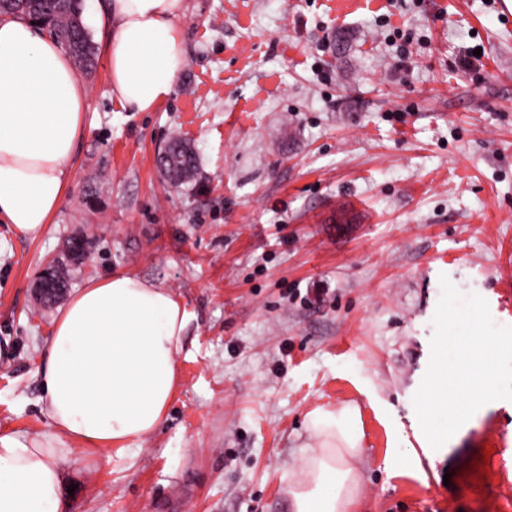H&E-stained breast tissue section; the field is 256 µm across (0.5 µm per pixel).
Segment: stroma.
Here are the masks:
<instances>
[{
	"label": "stroma",
	"instance_id": "35a3bbf8",
	"mask_svg": "<svg viewBox=\"0 0 512 512\" xmlns=\"http://www.w3.org/2000/svg\"><path fill=\"white\" fill-rule=\"evenodd\" d=\"M187 63L154 111L112 98L89 26L87 131L46 233L0 222V436L51 431L37 367L57 306L33 284L88 236L90 278L133 273L190 320L161 428L73 445L64 512H291L307 414L353 402L359 512H512V401L440 449L413 397L447 275L512 325V11L504 0H185ZM191 141L175 188L157 153ZM491 449L482 487L465 471Z\"/></svg>",
	"mask_w": 512,
	"mask_h": 512
}]
</instances>
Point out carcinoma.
<instances>
[{
  "label": "carcinoma",
  "instance_id": "carcinoma-1",
  "mask_svg": "<svg viewBox=\"0 0 512 512\" xmlns=\"http://www.w3.org/2000/svg\"><path fill=\"white\" fill-rule=\"evenodd\" d=\"M83 8V0H0V16H23L40 23L82 67L91 69L95 51L82 22ZM196 163L191 145L174 136L166 143L159 167L172 186L180 187L192 179Z\"/></svg>",
  "mask_w": 512,
  "mask_h": 512
}]
</instances>
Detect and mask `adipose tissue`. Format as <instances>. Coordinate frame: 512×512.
<instances>
[{"label":"adipose tissue","mask_w":512,"mask_h":512,"mask_svg":"<svg viewBox=\"0 0 512 512\" xmlns=\"http://www.w3.org/2000/svg\"><path fill=\"white\" fill-rule=\"evenodd\" d=\"M184 0H108L112 97L146 112L186 64ZM88 89L69 54L28 20L0 17V220L40 238L60 208L68 163L86 128ZM189 320L172 293L131 274L89 279L55 318L38 374L52 432L0 436V512H63L66 440L109 448L153 434L179 386ZM314 441L288 488L293 512H355L364 439L357 405L307 416Z\"/></svg>","instance_id":"obj_1"}]
</instances>
